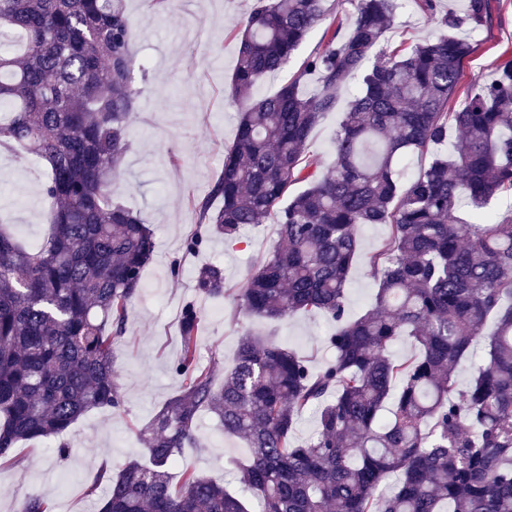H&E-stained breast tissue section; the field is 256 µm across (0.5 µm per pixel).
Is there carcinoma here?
<instances>
[{"mask_svg": "<svg viewBox=\"0 0 512 512\" xmlns=\"http://www.w3.org/2000/svg\"><path fill=\"white\" fill-rule=\"evenodd\" d=\"M351 2L346 31H324L325 46L272 95L259 86L336 4L253 0L236 21V136L212 191L220 208L200 207L226 241L274 220L278 241L237 289L239 306L270 323L324 316L333 358L315 369L245 333L217 385L197 364L202 310L187 305L175 367L185 384L144 428V460L96 474L107 480L98 512H512V213L489 209L512 198V58L448 111L472 52L463 28L491 24L494 0L445 13L420 0L435 35L392 50L398 0ZM132 28L124 0H0V149L45 163L50 206L35 250L0 224V465L20 442L122 405L111 349L155 253L140 215L112 197L137 111ZM354 78L323 168L312 131ZM414 154L430 163L405 187ZM367 224L390 234L366 253ZM360 261L375 293L352 315ZM197 286L229 292L217 266ZM402 338L417 352L394 355ZM476 357L459 387L458 367ZM201 411L248 448L239 491L192 471L171 484ZM308 412L316 431L299 442ZM22 512L53 505L32 495Z\"/></svg>", "mask_w": 512, "mask_h": 512, "instance_id": "1", "label": "carcinoma"}]
</instances>
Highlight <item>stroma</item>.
<instances>
[{
	"instance_id": "1",
	"label": "stroma",
	"mask_w": 512,
	"mask_h": 512,
	"mask_svg": "<svg viewBox=\"0 0 512 512\" xmlns=\"http://www.w3.org/2000/svg\"><path fill=\"white\" fill-rule=\"evenodd\" d=\"M251 0H125L135 23L131 49L144 67L138 77V110L131 123V146L114 187L115 200L139 213L154 232L155 257L142 279L121 341L112 350V373L123 405L94 410L61 437L70 448L56 462L48 441H30L16 450V462L0 467V512H19L25 500L39 495L55 512H93L98 493L90 485L102 466L118 467L143 455L138 432L182 386L173 366L181 351L179 319L193 303L203 312L199 361L212 368L216 381L234 363L238 338L245 331L269 334L307 356L313 365L332 357L324 343L321 315H297L267 324L239 311L234 296L206 298L196 287L199 269L219 265L229 287H239L252 263L276 242L273 220L243 232L239 243H225L201 230V202L218 208L211 189L224 153L232 144L238 111L227 96V82L237 61L233 27ZM435 29L418 0H401L385 39L390 46L412 45ZM474 51L464 62L458 98L491 79L498 59L512 57V0H497L491 25L469 33ZM355 91L341 89L336 111L324 115L312 134V150L321 165L334 160L332 139L341 111ZM45 168L36 157L0 154V215L13 223L33 247L43 240L48 207L40 196ZM201 232L195 252L185 242ZM196 447L185 449L175 470H190L221 480L232 479V464L247 454L244 443L225 436L218 418L201 412Z\"/></svg>"
}]
</instances>
